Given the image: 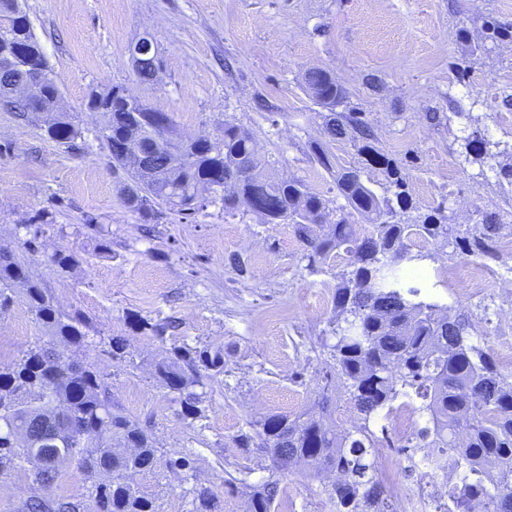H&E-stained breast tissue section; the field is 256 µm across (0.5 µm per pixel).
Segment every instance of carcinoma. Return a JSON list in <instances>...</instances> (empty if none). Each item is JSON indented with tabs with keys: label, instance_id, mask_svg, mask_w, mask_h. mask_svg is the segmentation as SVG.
I'll use <instances>...</instances> for the list:
<instances>
[{
	"label": "carcinoma",
	"instance_id": "carcinoma-1",
	"mask_svg": "<svg viewBox=\"0 0 512 512\" xmlns=\"http://www.w3.org/2000/svg\"><path fill=\"white\" fill-rule=\"evenodd\" d=\"M491 40L512 39V30L494 20L483 23ZM29 58L45 71L38 93L25 103L8 100L13 88L25 81L20 58ZM158 55L149 51L133 59L139 79L155 74ZM303 83L308 95L326 110L325 134L335 142L350 139L363 165L384 176L388 195H379L358 169L336 164L328 145H317L315 157L334 173L338 196L336 221L328 223L329 200L306 189L299 180H280L270 173L274 162L254 153L252 134L224 122V134L211 139L179 141L170 116L135 101L133 120L114 90L93 91L88 106L100 112L99 138L108 149L112 167L124 171L130 182L121 193L130 209L146 224H158L164 211L192 215L221 202L224 214H252L265 224L286 222L309 250L311 267L329 253L343 250L348 269L341 273L333 296L332 335L323 347L333 361L336 390L356 411L357 425L336 430L329 397L318 411L293 417L268 415L249 424L236 436V445L249 453L258 449L271 457L268 476L251 487L249 512H272L287 496L288 475L298 467L310 473L336 472L324 489L335 512H398L392 491L377 475L376 448L380 439L371 422L385 415L400 399H419L418 413L426 425L406 438L402 448H430L437 461L454 458L461 486L450 494L448 512H470L477 500L491 512H512V380L494 359L473 341L477 325L463 313L421 297L420 289L405 284L401 262L421 260L409 254V243L420 239L474 256L497 257L495 243L501 224L495 213L478 224L448 223L444 208L405 222L401 215L414 209L407 192L403 166L376 145V133L365 113L336 111L347 91L325 70L310 69ZM58 86L46 56L34 37L18 0H0V100L24 120L43 124L47 135L69 144L81 135L73 118L54 111ZM158 143L150 171L140 174L134 149ZM465 156L480 164L492 157L488 142L474 131L464 138ZM250 174L240 176L241 164ZM361 217L371 231L358 235L353 224ZM25 291L36 320L64 347H80L87 333L83 320L64 313L29 274L26 265L8 251H0V310L10 306L15 287ZM71 360L62 351L35 347L8 366H0V470L31 465L37 488L57 483L60 471L50 465L66 448H81L86 472L103 477L98 485L100 512H155L153 498L129 477L160 465L185 470V457L158 455L150 435L128 417L112 411V398L100 373L84 366L72 379H59ZM224 368L220 350H166L157 365L160 383L181 398L184 416L201 414L200 397L193 387L210 373ZM78 422L79 437L58 440L50 425L60 420ZM134 448L126 457L116 447ZM26 512H80V504L61 498L48 502L39 496L25 504Z\"/></svg>",
	"mask_w": 512,
	"mask_h": 512
}]
</instances>
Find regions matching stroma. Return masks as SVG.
<instances>
[{
  "label": "stroma",
  "mask_w": 512,
  "mask_h": 512,
  "mask_svg": "<svg viewBox=\"0 0 512 512\" xmlns=\"http://www.w3.org/2000/svg\"><path fill=\"white\" fill-rule=\"evenodd\" d=\"M61 94V105L82 136L67 145L0 106V248L24 262L32 278L62 310L85 318L88 339L66 356L94 366L114 410L152 435L160 454L186 457L189 469L160 467L135 475L157 512H195L199 487H209L215 512H247L250 485L272 461L243 453L235 439L247 422L293 415L317 406L330 360L320 349L330 335L337 277L344 253L310 267L307 246L293 225L262 224L250 215L225 216L213 204L186 217L165 213L153 236L125 204L128 178L113 169L96 136L91 91L121 85L169 113L185 137L219 135L225 122L248 129L280 177L301 179L332 206L342 205L333 177L312 157L327 143L320 108L303 87L306 71H328L348 92V108L365 113L377 146L402 161L408 190L420 212L444 205L450 223L475 224L496 212L503 225L497 258L428 246L412 286L477 323L478 342L493 357L512 348V206L495 167L512 163V40L486 39L484 20L512 25V0H19ZM470 31L469 42L457 36ZM152 37L159 52L155 80H140L131 46ZM470 67L458 76L456 63ZM379 80L372 90L368 77ZM451 114L430 125L427 113ZM492 144V167L468 163L460 144L473 129ZM50 212L52 223L31 221ZM112 240L108 255L93 249L86 216ZM35 239L38 250L21 243ZM63 251L75 265L63 271L49 260ZM241 259L229 266L228 255ZM491 268L503 286L473 295L449 271ZM173 323L159 343L144 323ZM126 345L124 358L112 343ZM22 292L0 312V363L53 344ZM222 349L224 370L197 393L202 413L184 417L177 395L157 375L164 347ZM391 447L380 449V476L392 491L411 490L415 477L385 423ZM247 473L248 486L226 479ZM334 474L288 479V512H332L324 492ZM97 482L71 465L42 497L68 498L81 512H98ZM35 492L25 469L0 471V512H26Z\"/></svg>",
  "instance_id": "obj_1"
}]
</instances>
